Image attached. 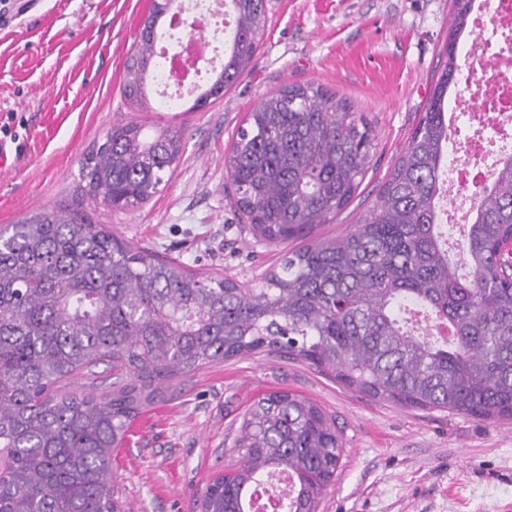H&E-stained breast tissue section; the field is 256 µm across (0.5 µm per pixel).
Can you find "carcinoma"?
<instances>
[{
	"instance_id": "cac0c4a2",
	"label": "carcinoma",
	"mask_w": 512,
	"mask_h": 512,
	"mask_svg": "<svg viewBox=\"0 0 512 512\" xmlns=\"http://www.w3.org/2000/svg\"><path fill=\"white\" fill-rule=\"evenodd\" d=\"M154 0L125 66L122 93L147 104ZM475 0H453L445 62L428 107L376 202L338 238H317L355 195L375 149L360 112L313 83L269 93L244 120L224 165L253 235L309 243L259 288L188 271L95 222L91 203L135 209L159 192L183 148L180 130L112 123L83 156L71 200L0 227V512H120L112 452L134 420L202 367L281 346L349 388L406 408L512 417V156L474 194L466 250L448 257L438 223L445 116L456 45ZM236 33L220 73L190 107L224 96L253 58L264 0H232ZM107 364L99 393L62 391ZM239 465L209 485L203 512H247L258 481L287 471V512H317L345 448L309 399L271 392L245 414Z\"/></svg>"
}]
</instances>
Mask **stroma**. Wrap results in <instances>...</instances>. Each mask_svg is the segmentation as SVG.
<instances>
[{
    "mask_svg": "<svg viewBox=\"0 0 512 512\" xmlns=\"http://www.w3.org/2000/svg\"><path fill=\"white\" fill-rule=\"evenodd\" d=\"M152 0H0V225L67 203L83 154L113 122L172 125L183 150L142 207L91 206L125 242L188 269L261 285L286 251L260 242L227 193L224 157L247 112L277 88L314 83L372 123L376 153L354 198L318 237L352 230L425 112L453 0H265L246 72L200 110L190 100L132 108L123 71ZM317 403L346 454L318 512H512V418L404 408L348 388L285 353L210 365L137 418L112 457L131 512H202L200 496L239 462L243 417L263 394Z\"/></svg>",
    "mask_w": 512,
    "mask_h": 512,
    "instance_id": "35a3bbf8",
    "label": "stroma"
}]
</instances>
